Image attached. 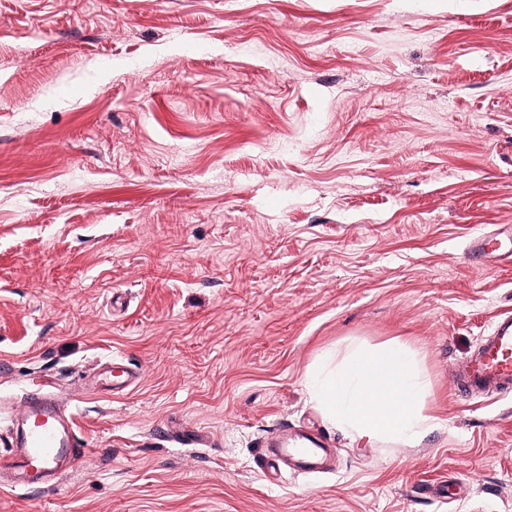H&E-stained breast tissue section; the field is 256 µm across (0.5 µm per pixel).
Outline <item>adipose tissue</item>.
<instances>
[{
  "instance_id": "obj_1",
  "label": "adipose tissue",
  "mask_w": 512,
  "mask_h": 512,
  "mask_svg": "<svg viewBox=\"0 0 512 512\" xmlns=\"http://www.w3.org/2000/svg\"><path fill=\"white\" fill-rule=\"evenodd\" d=\"M307 384L326 419L356 437L416 444L441 425L423 406L430 382L420 359L400 344L327 355Z\"/></svg>"
}]
</instances>
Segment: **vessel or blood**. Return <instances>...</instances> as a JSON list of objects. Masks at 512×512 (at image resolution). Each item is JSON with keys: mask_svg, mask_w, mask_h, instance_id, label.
<instances>
[{"mask_svg": "<svg viewBox=\"0 0 512 512\" xmlns=\"http://www.w3.org/2000/svg\"><path fill=\"white\" fill-rule=\"evenodd\" d=\"M458 385L470 394L500 395L512 391V313L497 315L475 351L456 365ZM85 450L72 416L42 396L28 398L18 418L10 448L0 468L11 472L16 489L54 486L62 462L77 463Z\"/></svg>", "mask_w": 512, "mask_h": 512, "instance_id": "vessel-or-blood-1", "label": "vessel or blood"}]
</instances>
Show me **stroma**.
<instances>
[{"label": "stroma", "instance_id": "stroma-1", "mask_svg": "<svg viewBox=\"0 0 512 512\" xmlns=\"http://www.w3.org/2000/svg\"><path fill=\"white\" fill-rule=\"evenodd\" d=\"M508 251L512 0H0V455L30 392L87 450L0 512H512V395L451 380ZM353 343L416 352L442 428L327 423ZM279 428L323 467L267 469Z\"/></svg>", "mask_w": 512, "mask_h": 512}]
</instances>
